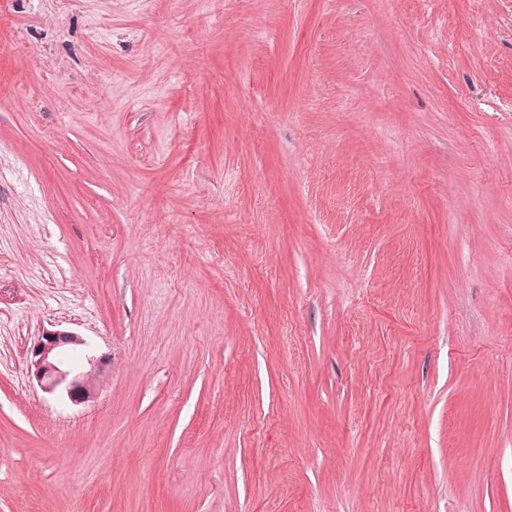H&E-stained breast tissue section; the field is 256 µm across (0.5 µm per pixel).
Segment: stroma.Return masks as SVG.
Segmentation results:
<instances>
[{"instance_id": "obj_1", "label": "stroma", "mask_w": 512, "mask_h": 512, "mask_svg": "<svg viewBox=\"0 0 512 512\" xmlns=\"http://www.w3.org/2000/svg\"><path fill=\"white\" fill-rule=\"evenodd\" d=\"M0 512H512V0H0ZM86 344V340L73 331L42 330L28 351L27 366L44 393L68 399L73 404H85L96 397L108 358L85 349ZM72 348L86 350L83 366L73 367L67 363Z\"/></svg>"}]
</instances>
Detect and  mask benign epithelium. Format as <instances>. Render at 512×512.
Listing matches in <instances>:
<instances>
[{
  "label": "benign epithelium",
  "instance_id": "7a95c632",
  "mask_svg": "<svg viewBox=\"0 0 512 512\" xmlns=\"http://www.w3.org/2000/svg\"><path fill=\"white\" fill-rule=\"evenodd\" d=\"M85 347L86 340L76 332L46 328L28 351V371L43 392L73 404L90 402L97 395L108 358L88 350L83 366L67 363L71 349Z\"/></svg>",
  "mask_w": 512,
  "mask_h": 512
}]
</instances>
